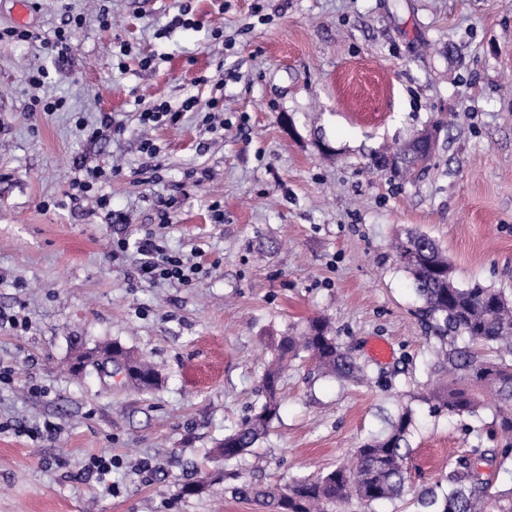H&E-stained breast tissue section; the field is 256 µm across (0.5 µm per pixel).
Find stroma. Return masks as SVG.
I'll list each match as a JSON object with an SVG mask.
<instances>
[{
  "label": "stroma",
  "mask_w": 512,
  "mask_h": 512,
  "mask_svg": "<svg viewBox=\"0 0 512 512\" xmlns=\"http://www.w3.org/2000/svg\"><path fill=\"white\" fill-rule=\"evenodd\" d=\"M107 5L112 25L96 15ZM178 0H31L47 37L85 17L67 59L39 43L0 42V512H260L243 484H285L350 463L356 448L412 410L410 490L351 499L345 512H420L468 450L492 447V408L432 414L441 340L392 243L434 238L464 286L512 294V0H192L197 28L161 37ZM223 39H211L213 29ZM129 56H121V44ZM156 66L140 68L141 55ZM46 68L40 89L25 80ZM65 108L30 114L33 96ZM195 97L151 130L156 175L140 151V105ZM121 136L86 140L100 113ZM212 113L213 124L202 114ZM443 122L425 169L374 168ZM121 172L102 190L123 224L69 204L77 162ZM176 198L168 227L158 211ZM158 232L201 272L187 285L140 282L112 240ZM326 317L366 368L359 382L289 362L268 434L224 462L212 448L264 403L280 337ZM385 340L392 355L367 346ZM119 343L151 361L140 392L78 352ZM108 454L106 482L87 478ZM221 470L199 494L185 484Z\"/></svg>",
  "instance_id": "obj_1"
}]
</instances>
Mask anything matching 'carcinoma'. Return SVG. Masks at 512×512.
<instances>
[{"label":"carcinoma","instance_id":"carcinoma-1","mask_svg":"<svg viewBox=\"0 0 512 512\" xmlns=\"http://www.w3.org/2000/svg\"><path fill=\"white\" fill-rule=\"evenodd\" d=\"M394 249L404 258L403 267L411 275L422 301L421 317L435 335L445 340L459 335L484 345H494L512 356V298L500 289L474 283L462 287L448 281V258L430 236L408 231ZM309 352L316 366L343 379H359L361 367L330 335L325 320L315 319L298 339L285 336L276 346L262 386L265 402L260 410L235 430L224 435L214 449L215 456L230 461L243 455L266 434L278 417L280 364L299 350ZM112 365L124 373L133 388L145 390L158 385L159 374L146 361L121 346L112 345ZM439 369H448L440 384L427 396L433 411L451 416L478 415L490 397L495 411L494 434L501 447L473 448L448 473L447 488L424 489L418 498L423 512H512V489L501 490L491 475H479L472 459L491 452L501 462H512V361L489 359L467 350L443 352ZM413 415L404 409L391 420L389 430L356 449L351 465L340 466L315 478L295 479L285 485L234 488L238 497L249 499L266 512H331L352 495L369 505L392 502L403 494L410 455L409 435Z\"/></svg>","mask_w":512,"mask_h":512}]
</instances>
